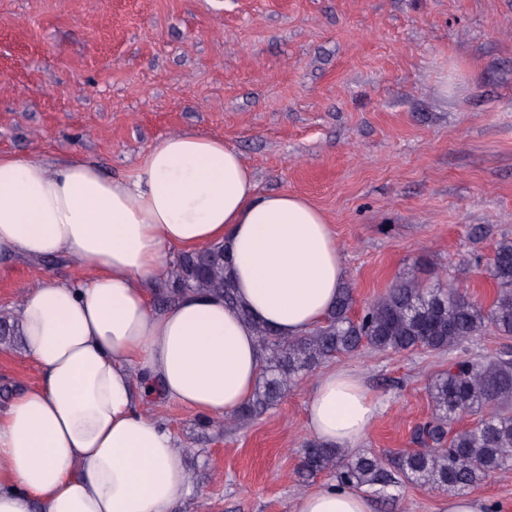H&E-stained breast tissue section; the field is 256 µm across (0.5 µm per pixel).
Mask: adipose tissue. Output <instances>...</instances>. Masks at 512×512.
Listing matches in <instances>:
<instances>
[{
	"label": "adipose tissue",
	"instance_id": "obj_1",
	"mask_svg": "<svg viewBox=\"0 0 512 512\" xmlns=\"http://www.w3.org/2000/svg\"><path fill=\"white\" fill-rule=\"evenodd\" d=\"M214 243L228 249L238 305L190 291L152 310L169 253ZM59 255L92 273L43 281L18 309L23 352L42 380L0 411V512H173L189 492L182 450L141 402L235 413L260 374L255 324L284 337L310 332L345 279L318 208L258 193L236 148L189 131L117 176L85 160L0 153V259ZM378 412L359 376L333 370L315 384L306 428L350 450ZM291 512L373 506L331 484L299 494Z\"/></svg>",
	"mask_w": 512,
	"mask_h": 512
}]
</instances>
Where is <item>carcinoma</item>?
Instances as JSON below:
<instances>
[{"label":"carcinoma","instance_id":"carcinoma-1","mask_svg":"<svg viewBox=\"0 0 512 512\" xmlns=\"http://www.w3.org/2000/svg\"><path fill=\"white\" fill-rule=\"evenodd\" d=\"M491 276L497 291L486 310L451 284L426 286L409 276L356 320L351 316L352 291L344 288L325 321L304 336L285 338L266 326H256L263 355L261 376L252 398L234 416L245 420L261 415L280 402L301 375L326 359L363 346L394 352L418 348L449 352L485 334L490 326L512 335V240L498 244ZM188 291L220 294L225 303L249 316L235 294L222 244L180 255L157 302L167 306ZM428 395L433 414L415 434L421 448L386 461L371 453L346 460L334 448L310 443L303 449L301 478L333 471L336 484L349 489L383 490L406 480L452 493L474 487L491 472L512 467V351L494 359L453 363L431 381ZM464 413L478 416L476 424L451 431V422Z\"/></svg>","mask_w":512,"mask_h":512}]
</instances>
